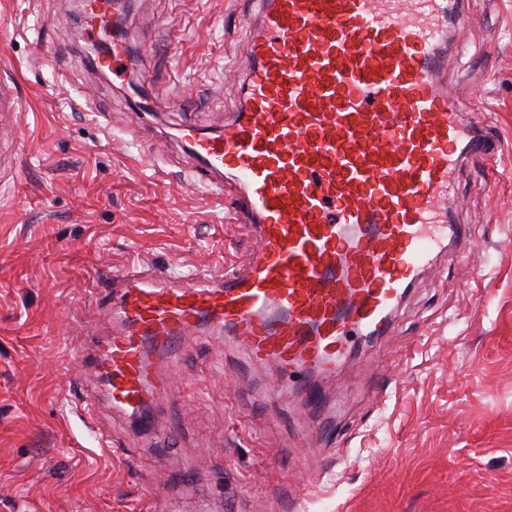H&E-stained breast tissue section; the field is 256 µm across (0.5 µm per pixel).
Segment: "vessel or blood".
<instances>
[{
    "mask_svg": "<svg viewBox=\"0 0 512 512\" xmlns=\"http://www.w3.org/2000/svg\"><path fill=\"white\" fill-rule=\"evenodd\" d=\"M238 112L222 133L181 129L204 180L241 190L258 247L241 269L174 278L131 263L107 286L106 398L141 413L180 339L204 326L282 368L329 377L353 336H373L461 227L440 221L461 159L487 153L466 100L439 87L446 0H256ZM129 31L106 65L132 67Z\"/></svg>",
    "mask_w": 512,
    "mask_h": 512,
    "instance_id": "vessel-or-blood-1",
    "label": "vessel or blood"
}]
</instances>
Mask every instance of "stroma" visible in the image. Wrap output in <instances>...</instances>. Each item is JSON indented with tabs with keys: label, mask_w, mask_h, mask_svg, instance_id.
I'll return each mask as SVG.
<instances>
[{
	"label": "stroma",
	"mask_w": 512,
	"mask_h": 512,
	"mask_svg": "<svg viewBox=\"0 0 512 512\" xmlns=\"http://www.w3.org/2000/svg\"><path fill=\"white\" fill-rule=\"evenodd\" d=\"M75 0H0V512H512V0H462L449 94L496 138L450 189L467 250L415 280L316 405L266 407L272 359L199 331L147 416L102 406L85 359L111 335L101 271L219 274L256 247L239 188H204L184 121L224 129L247 70V0H135L144 78H101ZM112 439L105 448L97 432Z\"/></svg>",
	"instance_id": "1"
}]
</instances>
